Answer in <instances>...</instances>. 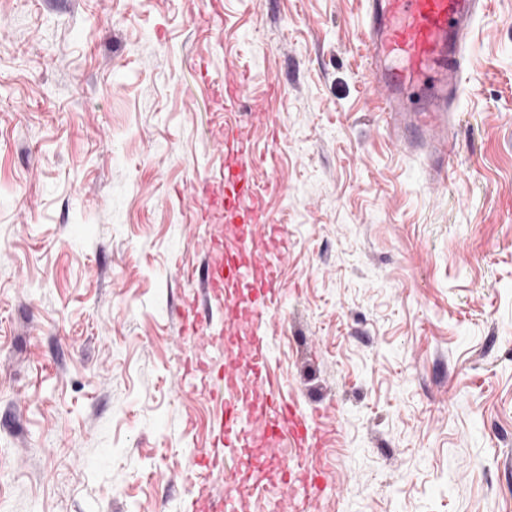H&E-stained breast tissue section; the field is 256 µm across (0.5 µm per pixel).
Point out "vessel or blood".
<instances>
[{
	"label": "vessel or blood",
	"instance_id": "b4317fda",
	"mask_svg": "<svg viewBox=\"0 0 512 512\" xmlns=\"http://www.w3.org/2000/svg\"><path fill=\"white\" fill-rule=\"evenodd\" d=\"M365 5L362 44L370 95L395 123H421L431 147L441 151L448 145V115L456 111L468 76L474 21L488 10V0H365ZM417 87L426 92L419 106L410 99ZM257 163L240 126L225 125L224 194L216 196L206 178L195 187L199 220H208L219 207L237 218L233 246L212 242L217 258L203 282L224 309V326L212 327L192 308L185 321L189 334L208 335L224 349V372L213 379L218 443L240 450L242 479L235 493L259 502L268 489L248 481L256 469L274 470L280 488L307 489L326 477L330 463L309 419L270 379L273 355L265 327L280 314L281 299L277 270L255 248L254 233H275L280 226L256 188ZM289 439L301 449L303 463L296 470L288 465Z\"/></svg>",
	"mask_w": 512,
	"mask_h": 512
}]
</instances>
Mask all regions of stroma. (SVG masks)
I'll use <instances>...</instances> for the list:
<instances>
[{
	"mask_svg": "<svg viewBox=\"0 0 512 512\" xmlns=\"http://www.w3.org/2000/svg\"><path fill=\"white\" fill-rule=\"evenodd\" d=\"M364 22L363 0H0V512L225 499L189 367L224 352L182 313L230 64L288 239L273 373L331 457L265 512H512V0L474 25L442 184L368 97Z\"/></svg>",
	"mask_w": 512,
	"mask_h": 512,
	"instance_id": "1",
	"label": "stroma"
}]
</instances>
